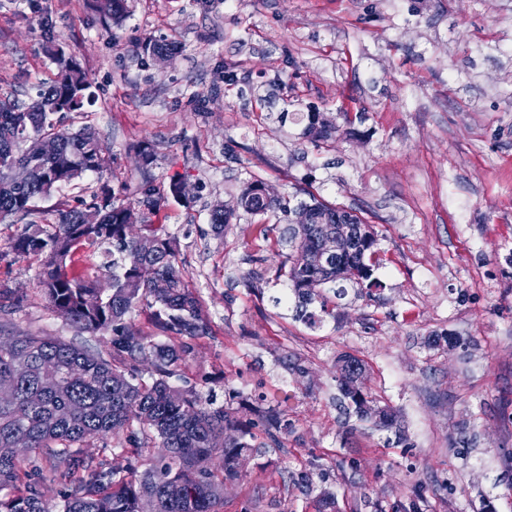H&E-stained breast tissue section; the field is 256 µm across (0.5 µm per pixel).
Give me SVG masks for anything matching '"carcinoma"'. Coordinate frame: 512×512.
Here are the masks:
<instances>
[{
	"label": "carcinoma",
	"mask_w": 512,
	"mask_h": 512,
	"mask_svg": "<svg viewBox=\"0 0 512 512\" xmlns=\"http://www.w3.org/2000/svg\"><path fill=\"white\" fill-rule=\"evenodd\" d=\"M97 10L114 23L123 20L125 0H95ZM42 46L56 66V78L37 89L24 105L0 100V221L33 215L35 203L87 172L99 173L110 162L96 132L89 127L70 131L61 127L57 114L80 112L92 105L91 80L64 54L49 52L58 35L49 17L39 20ZM143 58L170 57L174 46L163 39H147L137 47ZM307 120L303 135L328 140L337 127L320 112L298 116ZM33 136H53L60 142L57 156L31 163L27 185L15 186L12 168L29 161L25 142ZM261 181L247 185L228 208L215 201L209 224L220 236L237 221V210L254 216L281 213L288 220L284 234L295 252L288 255L286 272L298 299L296 313L309 325L317 313L308 310L319 303L320 312L332 315L324 288L336 283L362 285L370 281L380 264L373 227L356 214L324 205L316 197L294 203L295 197H265ZM165 195L149 182L139 197L125 202L107 184L91 196L58 214L26 222L13 237L7 252L16 257H37L42 262L40 291L51 308H64L70 324L80 333L112 334V354L106 359L57 336L28 333L11 343L0 335V387L11 386L16 397L0 404V512H141L145 497L154 499L155 512H220L224 482L238 476L245 457L255 448L282 447L286 432L282 402L259 409L265 441L256 443L252 427L236 417L231 405H214L213 399L192 389L170 385L183 353L139 335L131 314L143 305L154 326L166 336L197 337L208 334L199 301L180 269L176 238L155 230L145 234L150 248L143 250L140 267L131 268L123 257L140 249L128 236L125 214L134 206L150 213L160 209ZM351 225V244L329 254L336 241V225ZM85 243L112 248V288L89 307L85 298L95 294L97 281L67 270V261ZM152 358L151 370H140L143 359ZM338 404L346 414L369 422L379 430L393 427L396 416L388 407L369 400L357 386L363 364L350 354L337 359ZM125 443L129 460L124 467L106 468L80 456L74 445L107 435ZM18 435L29 440V453L17 455L12 442ZM169 454L152 458L143 466L139 458L153 442ZM49 470L78 472V491L60 505L38 491L29 454ZM222 466L213 468L214 455Z\"/></svg>",
	"instance_id": "carcinoma-1"
}]
</instances>
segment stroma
<instances>
[{
  "instance_id": "1",
  "label": "stroma",
  "mask_w": 512,
  "mask_h": 512,
  "mask_svg": "<svg viewBox=\"0 0 512 512\" xmlns=\"http://www.w3.org/2000/svg\"><path fill=\"white\" fill-rule=\"evenodd\" d=\"M127 5L109 27L94 0H0V95L26 102L53 80L36 26L49 15L97 98L64 123L94 129L112 161L38 201L44 216L104 180L129 198L145 180L163 193L172 175L187 181L188 197L138 214L178 239L211 328L170 341L187 352L171 382L239 405L245 422L261 397L284 398L288 424L283 448L257 449L227 482L223 512H512V0ZM148 38L172 42V59L138 56ZM282 109L338 130L310 142L279 125ZM254 180L373 225L384 263L368 295L313 327L279 304L291 252L279 225L244 234L262 222L243 212L218 237L208 222ZM38 275L36 260L0 256L10 329L101 351L51 309ZM345 352L405 442L337 407Z\"/></svg>"
}]
</instances>
